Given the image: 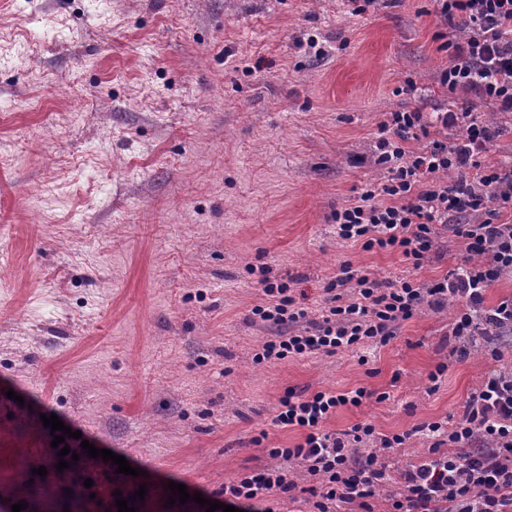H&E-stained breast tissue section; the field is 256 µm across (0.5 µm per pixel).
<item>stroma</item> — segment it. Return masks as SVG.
Here are the masks:
<instances>
[{"label":"stroma","instance_id":"stroma-1","mask_svg":"<svg viewBox=\"0 0 512 512\" xmlns=\"http://www.w3.org/2000/svg\"><path fill=\"white\" fill-rule=\"evenodd\" d=\"M443 30L433 0H0L1 507L64 512L76 475L93 481L85 512H118L120 495L136 512H206L169 505V482L223 501L278 466L268 449L301 441L273 423L287 391L363 386L386 400L339 408L324 429L407 433L382 457L386 512L431 444L422 425L455 424L486 376L512 369V340L495 358L484 338L452 336L456 298L386 344L259 364L273 330L252 310L270 302L266 278L317 321L343 263L431 283L464 259L446 232L417 269L332 221L386 181L372 163L386 113L447 101ZM457 103L506 126L486 162L512 164V116L472 92ZM50 413L140 476L85 455L58 469ZM28 458L47 470L31 491Z\"/></svg>","mask_w":512,"mask_h":512}]
</instances>
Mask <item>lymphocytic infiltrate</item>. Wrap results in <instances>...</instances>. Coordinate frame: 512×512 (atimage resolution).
I'll use <instances>...</instances> for the list:
<instances>
[{"instance_id": "lymphocytic-infiltrate-1", "label": "lymphocytic infiltrate", "mask_w": 512, "mask_h": 512, "mask_svg": "<svg viewBox=\"0 0 512 512\" xmlns=\"http://www.w3.org/2000/svg\"><path fill=\"white\" fill-rule=\"evenodd\" d=\"M435 2L440 22L452 30L442 45L449 63L441 85L451 96L472 92L511 113L512 0ZM437 125L450 131L451 139L432 140L420 151L410 148V140L429 137ZM501 133V127L458 111L453 99L434 116L418 110L387 113L374 154L375 165L388 172L387 181L366 186L355 203L334 213L338 234L367 251L400 254L418 268L443 227L464 243L462 264L431 284H396L343 264L324 290L321 321L305 333L293 330L308 312L291 289L265 283L273 302L254 313L282 333L263 344L256 361L384 343L424 302L440 307L451 297L467 303L454 318L453 335L473 336L483 325L512 330V298L483 307L486 289L512 269V224L502 220L504 211L512 210V168L484 162ZM346 286L354 290L348 302L340 293ZM373 396L359 387L306 397L290 391L281 398L275 424L301 430L304 437L295 447L273 448L269 454L301 465L311 480L312 512H341L351 504L374 512L370 500L390 479L378 453L401 447L406 434L380 436L367 423L341 434L324 429L337 408L358 407ZM426 430L432 443L420 464L404 473L401 490L389 498V512H512V372L486 378L452 428L432 422ZM297 487L286 470H259L226 486L224 502L236 512H281Z\"/></svg>"}]
</instances>
